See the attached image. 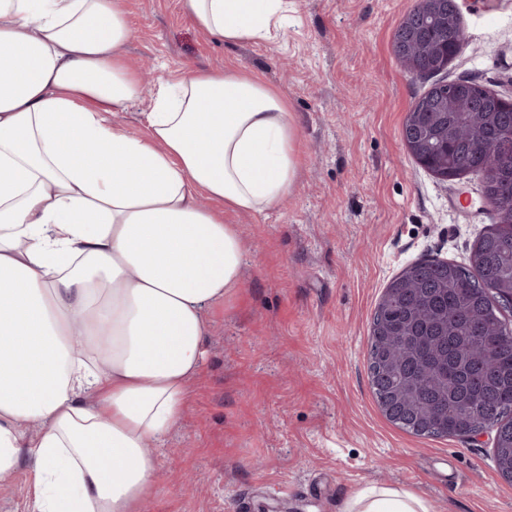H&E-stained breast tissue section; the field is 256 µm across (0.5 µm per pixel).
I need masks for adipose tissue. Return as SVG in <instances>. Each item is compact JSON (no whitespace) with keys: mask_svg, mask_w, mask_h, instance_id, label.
Segmentation results:
<instances>
[{"mask_svg":"<svg viewBox=\"0 0 512 512\" xmlns=\"http://www.w3.org/2000/svg\"><path fill=\"white\" fill-rule=\"evenodd\" d=\"M227 45L270 39L288 0H182ZM125 0H0V483L36 465L31 512H138L201 368L206 311L241 285L225 210L299 177L298 130L262 80L162 84L143 133ZM343 512H433L391 487Z\"/></svg>","mask_w":512,"mask_h":512,"instance_id":"obj_1","label":"adipose tissue"}]
</instances>
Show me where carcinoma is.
I'll list each match as a JSON object with an SVG mask.
<instances>
[{"label": "carcinoma", "mask_w": 512, "mask_h": 512, "mask_svg": "<svg viewBox=\"0 0 512 512\" xmlns=\"http://www.w3.org/2000/svg\"><path fill=\"white\" fill-rule=\"evenodd\" d=\"M404 66L430 77L463 42L452 12L404 21ZM434 82L405 126L431 173L484 176V191L512 205V104L459 79ZM512 223L474 244L470 265L420 260L385 288L370 322L369 384L385 418L419 437L494 431L497 471L512 467Z\"/></svg>", "instance_id": "obj_1"}]
</instances>
